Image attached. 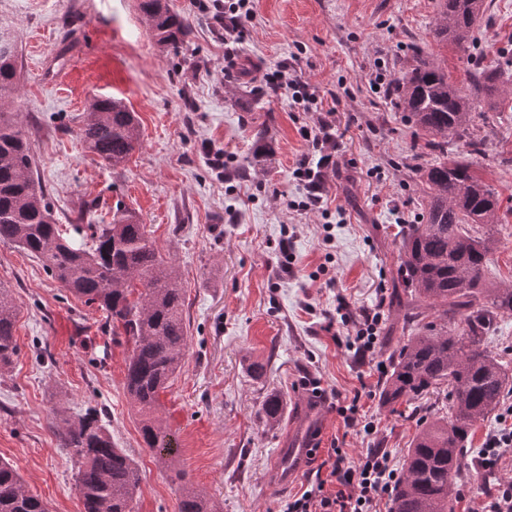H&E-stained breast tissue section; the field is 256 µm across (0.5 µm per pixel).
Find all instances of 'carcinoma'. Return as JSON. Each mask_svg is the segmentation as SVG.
<instances>
[{"label":"carcinoma","instance_id":"cac0c4a2","mask_svg":"<svg viewBox=\"0 0 512 512\" xmlns=\"http://www.w3.org/2000/svg\"><path fill=\"white\" fill-rule=\"evenodd\" d=\"M439 2L435 38L468 52L484 0ZM138 8L159 45L177 50L184 44L188 26L167 0H138ZM501 75L499 68L480 69L472 75L475 92L464 94L448 70L418 48L411 67L387 89V97L418 129L411 152L421 161L417 172L427 187V204L421 223L408 224L400 232L397 290L391 295L392 315L403 327L417 330L388 349L389 370L379 399L391 407L448 386L447 415L419 421L393 491L392 512H454L476 424L512 398L508 363L484 343L501 317L512 315V284H489L485 275L497 250L488 224L499 220V194L469 161L425 160L447 153L450 138L471 155L483 153L485 138L474 126V97L494 96ZM16 90V43L0 37V100L13 97ZM78 135L105 163L117 167L139 144V122L121 100L97 97ZM87 230L89 246L64 236L35 178L22 128L12 113L0 109V241L38 258L63 288L97 305L112 329L123 330L131 344L125 390L139 416L145 447L171 466L180 512H217L211 499L175 468L172 434L158 415L160 393L180 371L188 352L185 292L175 264L158 252L136 212L120 203L112 209V223L89 224ZM17 315L10 290L1 285V367L17 354ZM281 411L282 400L276 395L267 397L261 407L271 425L279 421ZM52 414L62 446L77 458L75 488L83 512H134L139 469L115 447L101 412L89 407L72 414L62 401ZM0 512H50L46 502L25 490L18 469L3 460Z\"/></svg>","mask_w":512,"mask_h":512}]
</instances>
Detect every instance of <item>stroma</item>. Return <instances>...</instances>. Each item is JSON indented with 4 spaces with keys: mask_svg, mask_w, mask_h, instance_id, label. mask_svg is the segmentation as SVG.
I'll return each mask as SVG.
<instances>
[{
    "mask_svg": "<svg viewBox=\"0 0 512 512\" xmlns=\"http://www.w3.org/2000/svg\"><path fill=\"white\" fill-rule=\"evenodd\" d=\"M169 4L190 26L177 53L157 44L137 0H0V26L18 50L10 108L59 224L109 223L123 201L177 268L189 350L160 394L177 467L218 512H276L310 479L306 466L288 483L275 478L295 415L313 412L321 448L357 455L378 446L399 465L418 431L414 410H448L441 393L394 410L378 397L377 365L403 338L386 312L398 231L419 222L425 201L410 166L417 129L385 87L419 47L469 91L474 67L512 58V0H487L469 57L436 41L439 0H249L232 45L213 0ZM231 51L250 72L225 69ZM282 64L301 73L320 107L336 111V167L326 172L321 202L306 209L294 171L318 115L267 88L265 74ZM100 96L122 99L140 124L139 147L115 168L78 137ZM475 109L493 114L495 133L472 161L508 201L512 110L494 97L477 98ZM260 129L271 151L256 160ZM216 152L224 155L220 170L209 163ZM0 284L19 311L18 354L0 368V460L18 468L51 512H81L77 466L52 429V407L61 398L74 414L96 407L139 468L135 512H179L170 471L145 448L124 389L125 336L8 242H0ZM341 301L356 314L384 309L374 354L347 349L351 327L330 320ZM316 377L340 397H359L374 433L345 426L331 405L312 407L304 383ZM270 393L284 403L272 426L259 417Z\"/></svg>",
    "mask_w": 512,
    "mask_h": 512,
    "instance_id": "stroma-1",
    "label": "stroma"
}]
</instances>
